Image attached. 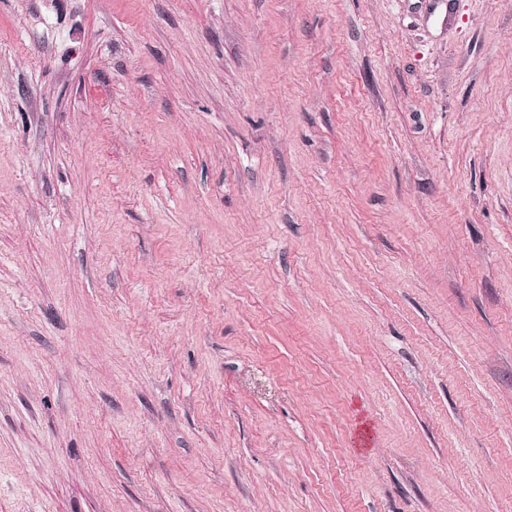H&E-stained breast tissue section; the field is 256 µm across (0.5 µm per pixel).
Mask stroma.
<instances>
[{
    "label": "stroma",
    "mask_w": 512,
    "mask_h": 512,
    "mask_svg": "<svg viewBox=\"0 0 512 512\" xmlns=\"http://www.w3.org/2000/svg\"><path fill=\"white\" fill-rule=\"evenodd\" d=\"M0 512H512V0H0Z\"/></svg>",
    "instance_id": "35a3bbf8"
}]
</instances>
